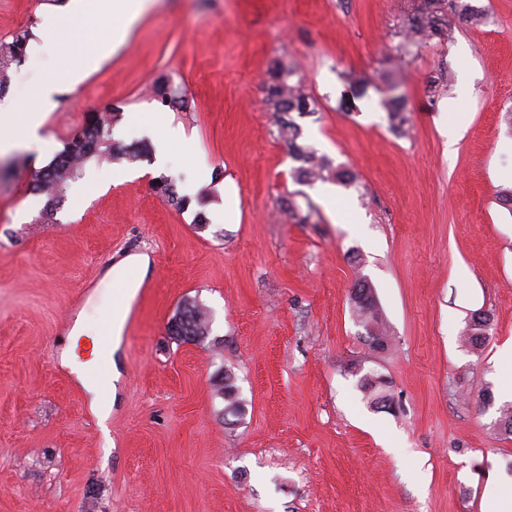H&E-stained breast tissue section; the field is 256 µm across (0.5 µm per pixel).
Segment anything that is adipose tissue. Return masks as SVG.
Wrapping results in <instances>:
<instances>
[{"instance_id":"1","label":"adipose tissue","mask_w":512,"mask_h":512,"mask_svg":"<svg viewBox=\"0 0 512 512\" xmlns=\"http://www.w3.org/2000/svg\"><path fill=\"white\" fill-rule=\"evenodd\" d=\"M152 0H68L62 12L47 15L46 28L72 39L92 42L111 20L112 43L122 45L129 31L149 9ZM92 69L91 62H77L32 89L26 99L0 105V152L25 145L40 149L41 116L55 105L60 90L75 91Z\"/></svg>"}]
</instances>
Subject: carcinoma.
Listing matches in <instances>:
<instances>
[{
  "label": "carcinoma",
  "mask_w": 512,
  "mask_h": 512,
  "mask_svg": "<svg viewBox=\"0 0 512 512\" xmlns=\"http://www.w3.org/2000/svg\"><path fill=\"white\" fill-rule=\"evenodd\" d=\"M482 14L467 0H420L417 7L407 14L401 22L402 40L395 47L396 56L409 58L419 53L423 46L433 38L445 40L453 29L471 19L479 20ZM31 33L25 28L16 32L11 41L0 43V93L8 86V69L25 57ZM388 95L383 105L389 112L393 128L403 130L407 118L403 115V95L398 93L400 82L391 75L385 76ZM156 100L163 106L172 107L182 99V93L162 81L155 89ZM267 103L273 112L278 137L288 147L289 155L299 166L292 175L298 182L315 183L334 180L349 186L354 182V175L333 162L325 155L299 142L302 128L292 113L306 117L316 112V101L306 93L296 66L288 61L278 59L269 69L267 86ZM120 113L112 111L91 122L82 132L65 143L64 149L48 165L36 172L32 190L44 194L49 202L59 201L64 197V188L68 181L76 179L83 166L91 159L128 162L140 161L147 157L148 148L137 143L124 144L111 138L112 125L119 121ZM156 189L160 190L167 201L179 209L188 204V200L178 195L174 183L160 176L155 180ZM350 304L357 322L364 328L369 344L375 349L388 348L390 336L385 322L379 312L373 288L365 280H359L350 291ZM180 318L170 322L169 332L180 337L183 343H200L210 332V316L204 307L195 302H187L179 310ZM490 317L483 314L471 316L466 329V341L474 348H480L486 340ZM359 387L371 406L390 409L393 397L388 382L380 376H363ZM218 393L224 397V413L237 415L244 409L237 387L231 376L224 377V384L218 386Z\"/></svg>",
  "instance_id": "1"
}]
</instances>
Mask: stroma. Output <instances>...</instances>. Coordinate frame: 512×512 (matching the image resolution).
Listing matches in <instances>:
<instances>
[{
	"instance_id": "obj_1",
	"label": "stroma",
	"mask_w": 512,
	"mask_h": 512,
	"mask_svg": "<svg viewBox=\"0 0 512 512\" xmlns=\"http://www.w3.org/2000/svg\"><path fill=\"white\" fill-rule=\"evenodd\" d=\"M470 2L485 23L400 66L388 49L414 0H156L114 51L42 34L53 0H0V41L26 26L39 37L4 100L99 60L57 96L47 151L9 153L0 183V512H482L489 485L512 495V435L498 428L512 404L498 362L512 344V212L498 200L512 189V0ZM280 58L317 102L304 141L358 176L334 187L344 223L292 177L265 102ZM393 69L404 137L381 106ZM161 78L185 108L155 101ZM115 106L181 131L168 165L93 159L48 205L35 171ZM450 120L463 130L451 150ZM115 167L128 178L101 184ZM161 175L187 208L156 191ZM133 254L149 256L152 288L113 355L120 378L99 422L77 375L91 338L62 321L73 306L97 327L115 291L96 282ZM361 277L390 350L352 316ZM187 300L211 315L203 343L168 333ZM478 310L492 321L475 351L459 333ZM355 366L389 383L393 410L369 407ZM227 374L239 418L217 393Z\"/></svg>"
}]
</instances>
